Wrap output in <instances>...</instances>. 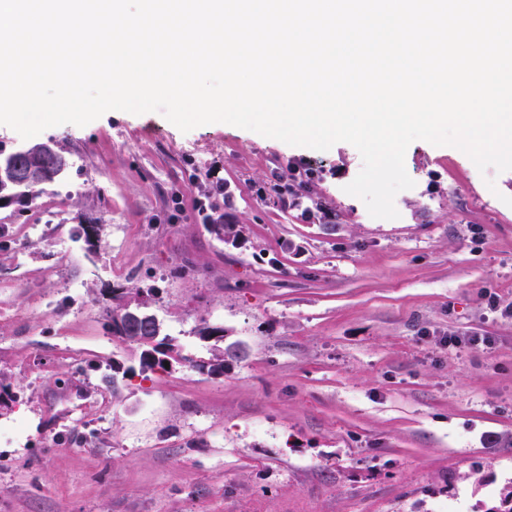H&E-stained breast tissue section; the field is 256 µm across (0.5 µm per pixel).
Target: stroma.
Here are the masks:
<instances>
[{
  "label": "stroma",
  "instance_id": "stroma-1",
  "mask_svg": "<svg viewBox=\"0 0 512 512\" xmlns=\"http://www.w3.org/2000/svg\"><path fill=\"white\" fill-rule=\"evenodd\" d=\"M36 140L70 168L0 205V512H487L512 490V170L414 141L378 219L346 142L118 110ZM306 177L300 205L268 191ZM150 286L185 360L145 373L105 310ZM216 333H222L217 336ZM196 334L203 340H214V348L211 357L206 361L196 363L195 367L201 372L211 376H223L224 374V347L218 343H224V328L212 326L208 322H201L196 328Z\"/></svg>",
  "mask_w": 512,
  "mask_h": 512
}]
</instances>
